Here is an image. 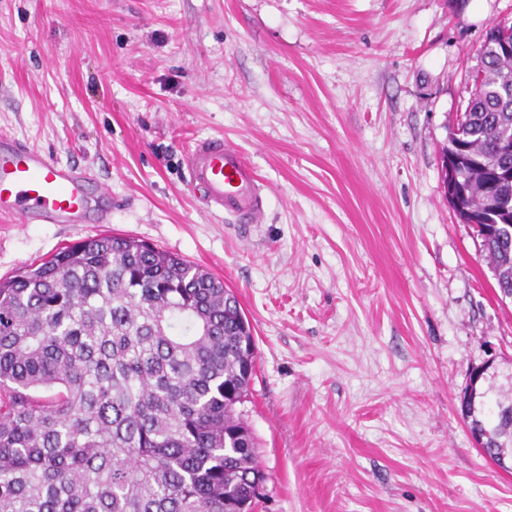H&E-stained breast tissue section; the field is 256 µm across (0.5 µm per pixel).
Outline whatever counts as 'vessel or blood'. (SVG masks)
Instances as JSON below:
<instances>
[{
    "label": "vessel or blood",
    "mask_w": 512,
    "mask_h": 512,
    "mask_svg": "<svg viewBox=\"0 0 512 512\" xmlns=\"http://www.w3.org/2000/svg\"><path fill=\"white\" fill-rule=\"evenodd\" d=\"M185 164L188 183L208 213L234 224L262 222V181L236 146L220 136L196 140ZM108 196L87 169L0 136V215L24 224H108Z\"/></svg>",
    "instance_id": "1"
}]
</instances>
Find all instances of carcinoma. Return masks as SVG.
Masks as SVG:
<instances>
[{
	"mask_svg": "<svg viewBox=\"0 0 512 512\" xmlns=\"http://www.w3.org/2000/svg\"><path fill=\"white\" fill-rule=\"evenodd\" d=\"M448 152L462 205L499 229L479 241L499 298L512 295V55L480 52ZM256 346L235 292L136 237L100 234L0 280V512H252L262 471L237 406ZM470 429L499 464L512 401Z\"/></svg>",
	"mask_w": 512,
	"mask_h": 512,
	"instance_id": "carcinoma-1",
	"label": "carcinoma"
}]
</instances>
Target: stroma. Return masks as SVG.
<instances>
[{"label": "stroma", "mask_w": 512, "mask_h": 512, "mask_svg": "<svg viewBox=\"0 0 512 512\" xmlns=\"http://www.w3.org/2000/svg\"><path fill=\"white\" fill-rule=\"evenodd\" d=\"M512 0H0V135L92 169L108 224L0 217V279L99 234L200 265L257 345V512H512L461 415L512 391V302L445 195L442 149ZM237 146L262 224L206 213L185 156Z\"/></svg>", "instance_id": "stroma-1"}]
</instances>
